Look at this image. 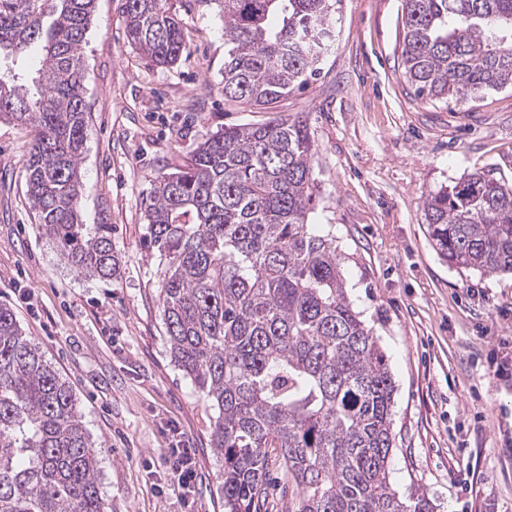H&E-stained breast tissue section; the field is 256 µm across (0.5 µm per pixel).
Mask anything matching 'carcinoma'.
<instances>
[{
    "label": "carcinoma",
    "mask_w": 512,
    "mask_h": 512,
    "mask_svg": "<svg viewBox=\"0 0 512 512\" xmlns=\"http://www.w3.org/2000/svg\"><path fill=\"white\" fill-rule=\"evenodd\" d=\"M224 24V99L268 109L318 75L339 0H198ZM95 0H0V122L35 129L25 195L76 270L120 269L108 224L83 222L81 64ZM127 40L155 66L187 49L166 0H126ZM401 58L415 94L464 106L512 88V0H403ZM41 47L39 68L17 63ZM307 118L227 127L155 178L148 247L159 257L165 340L216 410L210 448L224 512H261L271 462L288 512H429L388 477L395 390L372 331L346 300L334 239L309 222ZM427 234L457 268L512 274V184L468 174L425 200ZM0 512H107L80 403L0 304Z\"/></svg>",
    "instance_id": "1"
}]
</instances>
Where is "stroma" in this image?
<instances>
[{"label": "stroma", "instance_id": "1", "mask_svg": "<svg viewBox=\"0 0 512 512\" xmlns=\"http://www.w3.org/2000/svg\"><path fill=\"white\" fill-rule=\"evenodd\" d=\"M125 0H96L82 49L87 140L81 209L112 227L119 275L78 272L39 235L25 196L33 129L0 122V303L72 386L99 454L110 512H223L211 412L163 344L157 261L144 204L152 181L227 126L307 116L318 190L310 216L336 240L349 301L395 381L392 487L434 512H512V275L442 260L424 199L465 173L512 183V90L460 112L418 98L401 62L402 0H339L336 42L316 80L271 110L225 100L224 27L199 0H168L187 56L152 66L125 34ZM193 448L192 490L170 450Z\"/></svg>", "mask_w": 512, "mask_h": 512}]
</instances>
